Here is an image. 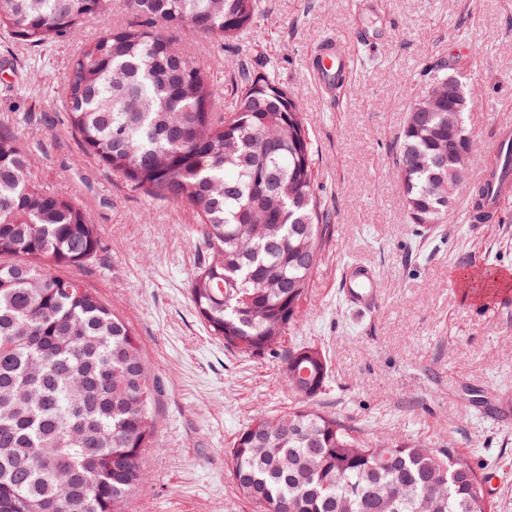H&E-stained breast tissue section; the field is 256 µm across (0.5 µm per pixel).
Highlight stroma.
Instances as JSON below:
<instances>
[{"mask_svg":"<svg viewBox=\"0 0 512 512\" xmlns=\"http://www.w3.org/2000/svg\"><path fill=\"white\" fill-rule=\"evenodd\" d=\"M328 36L358 57L332 95L308 70ZM172 38L216 83L242 65L267 63L304 98L332 230L286 338L318 344L330 358L319 407L376 440L455 449L492 473L494 512H512V198L499 222L472 224L460 192L438 236L423 241L393 163L408 108L426 89L423 73L440 61L465 73L472 89L469 167L494 153L498 126H512V0H260L242 41ZM76 50L68 38L28 50L0 33V129L29 149L33 177L92 214L99 257L58 273L130 323L161 383L145 481L126 512H253L225 450L257 412L284 413L293 399L277 359L228 351L197 316L189 288L202 255L192 211L129 190L82 150L62 102ZM351 261L375 270V309L345 302L340 277ZM488 264L509 284L483 299L456 274Z\"/></svg>","mask_w":512,"mask_h":512,"instance_id":"obj_1","label":"stroma"}]
</instances>
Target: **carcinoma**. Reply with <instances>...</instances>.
<instances>
[{"label": "carcinoma", "mask_w": 512, "mask_h": 512, "mask_svg": "<svg viewBox=\"0 0 512 512\" xmlns=\"http://www.w3.org/2000/svg\"><path fill=\"white\" fill-rule=\"evenodd\" d=\"M114 0H0V30L46 47L79 41L63 90L86 153L134 191L189 207L203 261L190 284L198 316L224 348L278 356L296 403L259 413L227 448L239 493L259 512H492L489 473L451 449L405 437L385 442L317 405L331 362L311 343L279 350L294 326L330 233L317 192L302 100L268 69L243 67L220 89L163 31L233 41L259 0H124L140 17L93 40L88 21ZM448 69L429 73L443 94L409 109L395 166L409 222L431 239L448 217L452 143ZM470 190L472 223L493 222L491 190ZM101 240L87 209L34 179L20 140L0 132V512H125L145 479L157 385L132 328L81 282L51 272L93 262Z\"/></svg>", "instance_id": "1"}]
</instances>
